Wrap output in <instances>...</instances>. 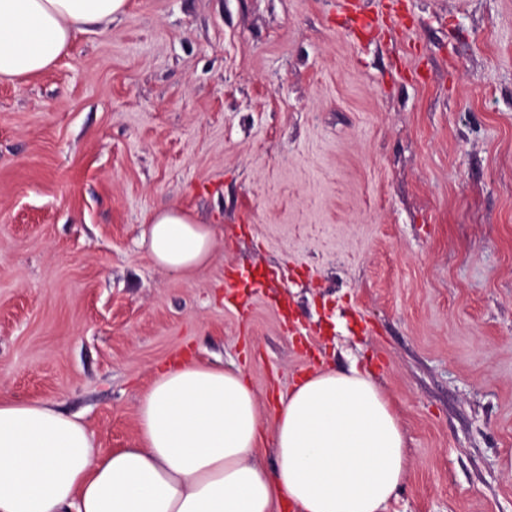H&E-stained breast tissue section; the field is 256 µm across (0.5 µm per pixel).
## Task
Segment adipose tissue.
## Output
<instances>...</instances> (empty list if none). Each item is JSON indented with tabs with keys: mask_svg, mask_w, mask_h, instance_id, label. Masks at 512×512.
<instances>
[{
	"mask_svg": "<svg viewBox=\"0 0 512 512\" xmlns=\"http://www.w3.org/2000/svg\"><path fill=\"white\" fill-rule=\"evenodd\" d=\"M128 0H0V80L38 75L76 33ZM213 225L155 210L142 238L154 262L187 272L210 257ZM275 464L258 461L265 426ZM408 470L405 436L370 374L318 370L260 419L242 370L178 359L138 406L133 447H101L52 403L0 397V512H387Z\"/></svg>",
	"mask_w": 512,
	"mask_h": 512,
	"instance_id": "adipose-tissue-1",
	"label": "adipose tissue"
}]
</instances>
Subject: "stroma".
I'll list each match as a JSON object with an SVG mask.
<instances>
[{
    "mask_svg": "<svg viewBox=\"0 0 512 512\" xmlns=\"http://www.w3.org/2000/svg\"><path fill=\"white\" fill-rule=\"evenodd\" d=\"M129 0L0 81V396L137 438L156 368H242L260 414L371 373L405 434L388 512H512V0ZM219 233L176 275L140 238ZM271 273L247 309L224 273ZM216 240L213 224H201L191 213L155 210L142 238L154 262L172 272H187L210 257Z\"/></svg>",
    "mask_w": 512,
    "mask_h": 512,
    "instance_id": "35a3bbf8",
    "label": "stroma"
}]
</instances>
